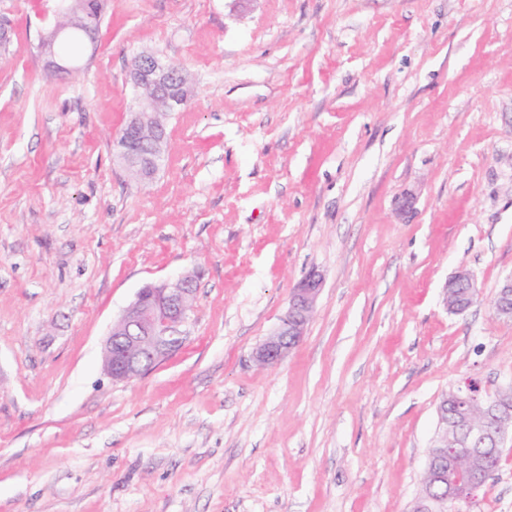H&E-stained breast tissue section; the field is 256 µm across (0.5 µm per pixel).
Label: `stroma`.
Instances as JSON below:
<instances>
[{"label": "stroma", "instance_id": "stroma-1", "mask_svg": "<svg viewBox=\"0 0 512 512\" xmlns=\"http://www.w3.org/2000/svg\"><path fill=\"white\" fill-rule=\"evenodd\" d=\"M55 11L0 0V512H410L442 393L512 384V0H106L76 83ZM144 52L192 86L146 185L113 146ZM186 273L182 348L112 382V323ZM471 512H512V441ZM67 29L68 28L66 26H62L60 24H55L54 27L52 28L53 38H52L51 42L48 44L43 39V35L41 32V39H42V44H41L42 50L41 51L44 54L45 59H46V62H45L46 68L54 74L66 76L72 70V65L70 64V62L68 60L73 62L77 66L78 71L75 74H73L72 76H70V78L75 79L79 75L80 66L75 63L74 59H71V58H68V60L64 59L62 56L57 54V52L54 49L55 41L58 38L62 37L67 32ZM448 288L452 289L451 298L448 294ZM455 288H466V297L470 299V303L466 306L462 305L461 293H455ZM477 278L472 270L462 266L458 268L449 278L442 293V304L451 314H460L469 310L479 297L480 289ZM322 287L323 278L319 274L311 273L301 280L278 326L253 350V361L272 367L288 357L304 336ZM492 308L498 319L512 321V275L500 282Z\"/></svg>", "mask_w": 512, "mask_h": 512}]
</instances>
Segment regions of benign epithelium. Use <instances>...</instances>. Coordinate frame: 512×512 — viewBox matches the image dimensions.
<instances>
[{
	"instance_id": "1",
	"label": "benign epithelium",
	"mask_w": 512,
	"mask_h": 512,
	"mask_svg": "<svg viewBox=\"0 0 512 512\" xmlns=\"http://www.w3.org/2000/svg\"><path fill=\"white\" fill-rule=\"evenodd\" d=\"M46 68L54 74L66 75L72 65L57 54L54 43L42 42ZM133 104L122 128L116 152L127 172L157 174L164 157L142 150V145L155 139L160 129L158 114L180 112L187 105L191 88L185 74L153 54L136 56L128 73ZM193 276L186 274L162 284L148 283L113 324L104 341L102 367L114 382H128L146 373V366H156L183 343L180 326L193 309L195 301ZM323 287L321 275L311 273L294 288L288 308L274 331L252 352L253 361L276 366L288 357L304 336L307 323L316 307ZM480 294L472 270L458 268L446 283L442 304L451 314H460L475 304ZM497 318L512 321V275L499 284L492 302ZM495 401L477 379H469L456 387L454 405L464 424L467 442L475 445L471 458L477 463L462 470L461 454L453 463L441 466L437 457L448 444V419L437 417V427L426 455L424 469L431 475V487L440 490L439 499L427 500L423 508L434 507L447 512L448 504L468 505L477 500L495 477L498 462L486 456L480 446L487 443L499 448L512 438V387L501 389Z\"/></svg>"
}]
</instances>
